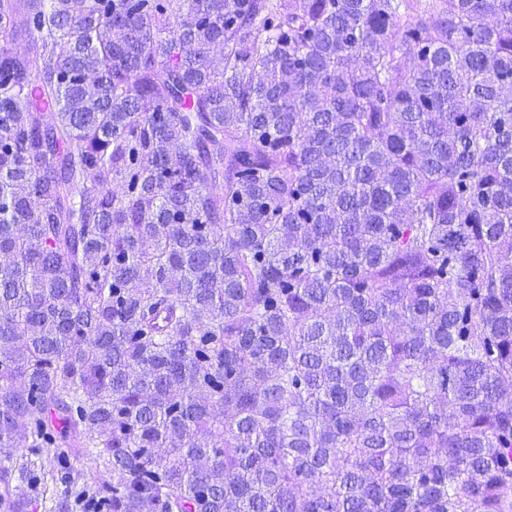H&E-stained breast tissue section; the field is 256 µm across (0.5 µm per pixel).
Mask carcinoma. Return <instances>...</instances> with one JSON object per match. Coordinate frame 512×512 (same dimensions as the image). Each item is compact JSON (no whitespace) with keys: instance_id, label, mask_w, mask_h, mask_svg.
<instances>
[{"instance_id":"carcinoma-1","label":"carcinoma","mask_w":512,"mask_h":512,"mask_svg":"<svg viewBox=\"0 0 512 512\" xmlns=\"http://www.w3.org/2000/svg\"><path fill=\"white\" fill-rule=\"evenodd\" d=\"M0 36L4 512H512V0Z\"/></svg>"}]
</instances>
